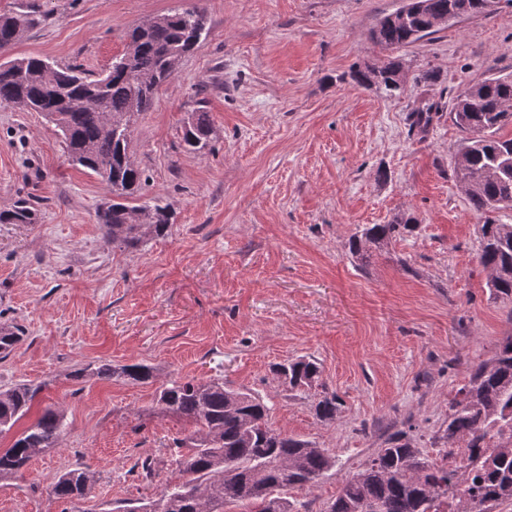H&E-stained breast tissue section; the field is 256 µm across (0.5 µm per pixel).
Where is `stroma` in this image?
I'll return each mask as SVG.
<instances>
[{"label": "stroma", "mask_w": 512, "mask_h": 512, "mask_svg": "<svg viewBox=\"0 0 512 512\" xmlns=\"http://www.w3.org/2000/svg\"><path fill=\"white\" fill-rule=\"evenodd\" d=\"M403 0H0L40 24L9 51L97 75L127 34L176 8L201 7L209 34L134 125L129 152L146 178L133 205L158 198L166 236L138 248L107 244L96 222L102 178L71 165L36 112L0 106V209L35 202L34 224H0V324L24 339L0 359V390L39 386L31 409L67 415L60 445L0 480V512H122L177 482L175 444L191 430L160 412L155 386L218 377L258 393L288 435L329 449L336 466L289 491L326 512L344 476L396 432L417 448L448 420L471 367L512 336V303L493 299L479 263L486 220L461 190L451 111L488 78H512V7L448 23L398 55L409 79L389 97L358 86L353 69L385 60L370 38ZM433 71L434 81L417 82ZM431 109L426 132L409 125ZM194 112L210 145L184 149ZM411 218L412 229L366 260L348 250L365 224ZM317 360L341 400L321 422L313 399L288 391L273 364ZM145 362L156 384L103 381L101 364ZM152 459L145 478L140 463ZM95 480L78 502L49 489L65 470Z\"/></svg>", "instance_id": "stroma-1"}]
</instances>
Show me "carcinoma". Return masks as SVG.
<instances>
[{"mask_svg":"<svg viewBox=\"0 0 512 512\" xmlns=\"http://www.w3.org/2000/svg\"><path fill=\"white\" fill-rule=\"evenodd\" d=\"M484 0H418L406 5L407 19L399 14L381 18L372 32L376 44L401 49L437 32L431 19L485 13ZM37 24L23 9L0 13V53L8 51ZM206 31L204 11L198 7L174 9L132 30L126 52L112 60L104 74L94 78L76 65L58 66L40 57L0 62V105L40 113L63 137L70 164L98 174L112 200L100 205L96 222L105 228L106 241L136 249L148 236H164L171 227L168 206L155 200L130 206L124 199L138 190L142 172L129 153L133 117L148 111L156 91L177 71L176 63L190 53ZM403 61L393 57L381 66L352 71L360 86L374 87L388 96L403 91L398 74ZM512 106V79L489 78L457 98L456 125L466 133L455 156L456 178H468L467 197L481 213L512 210V137L497 136L512 120L502 121ZM210 119L196 112L183 132L190 151L208 147ZM36 212L21 199L0 211V224H34ZM408 221L367 224L349 240L350 253L364 257L365 244L376 247L402 234ZM479 262L488 272L486 282L498 300H512V224L485 221L481 225ZM22 340L19 330L0 327V355H9ZM288 373V390L308 392L322 386L319 364L304 357L274 365L273 374ZM92 374L147 384L155 368L145 363L122 366L102 364ZM40 388L18 383L0 391V436L12 431L31 410ZM162 412L188 422L189 448L175 459L183 480L167 485L157 498L131 512H224L228 501L241 502L249 512H270L262 498L250 499L241 476L255 487L304 489L336 467L325 448L288 435L273 426L271 407L258 394L233 389L218 378L173 379L156 390ZM339 398L322 391L316 416L336 420ZM66 428L65 414L44 409L22 429L9 448L0 451V479L18 473L36 455L58 447ZM434 441L448 448H470L463 464L448 467L422 456L407 433L400 431L370 457L363 468L345 476L327 512H492L512 502V336L495 348L493 356L472 367L468 381L448 406V424ZM292 463L288 484L280 483L281 467ZM92 477L86 468L61 473L50 489L56 500L88 496Z\"/></svg>","mask_w":512,"mask_h":512,"instance_id":"1","label":"carcinoma"}]
</instances>
